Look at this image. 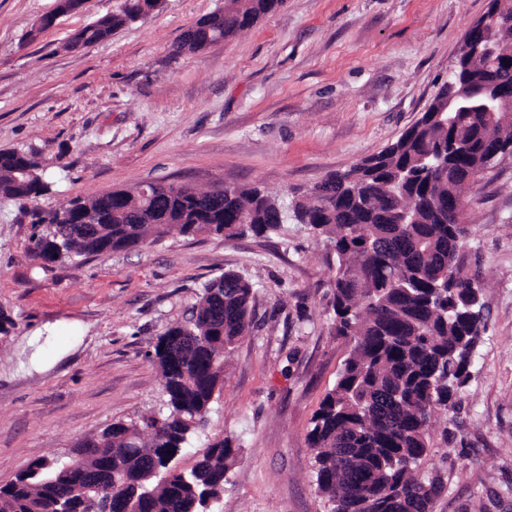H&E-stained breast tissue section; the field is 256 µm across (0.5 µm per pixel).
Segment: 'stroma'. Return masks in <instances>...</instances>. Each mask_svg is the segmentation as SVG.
Segmentation results:
<instances>
[{"instance_id": "obj_1", "label": "stroma", "mask_w": 512, "mask_h": 512, "mask_svg": "<svg viewBox=\"0 0 512 512\" xmlns=\"http://www.w3.org/2000/svg\"><path fill=\"white\" fill-rule=\"evenodd\" d=\"M120 0H89L35 41L56 0H0V149L38 151L54 212L143 181L256 186L284 200L397 140L426 110L487 0H286L223 43L179 52L224 0H163L141 22L77 50L76 29ZM465 268L486 331L471 379L430 434L419 474H441L434 512H512V157L465 198ZM35 230L0 202V486L71 455L112 422L163 400L151 356L204 283L255 285L250 333L230 351L208 422L177 457L191 468L231 438L239 459L214 512H327L307 435L350 345L330 319L333 252L303 224L266 237L186 236L48 263Z\"/></svg>"}]
</instances>
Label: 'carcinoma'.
I'll return each instance as SVG.
<instances>
[{
  "label": "carcinoma",
  "instance_id": "obj_1",
  "mask_svg": "<svg viewBox=\"0 0 512 512\" xmlns=\"http://www.w3.org/2000/svg\"><path fill=\"white\" fill-rule=\"evenodd\" d=\"M196 23L179 49L220 43L277 11L285 0H225ZM141 19L139 0L79 29L85 46ZM489 58L466 62L454 92L475 91L497 76ZM443 84L420 118L395 142L284 204L258 187L222 196L182 186L149 199L114 190L76 198L47 216L28 255L61 262L153 243L172 229L227 239L268 236L284 222L305 224L331 246L332 321L351 349L311 419L316 491L329 512H433L439 476L417 472L431 450L429 429L448 413L470 378L486 331L482 285L461 263L469 229L464 202L491 167L490 140L512 142V109L491 123L479 112L443 111ZM39 153L0 150V199L23 209L51 190ZM459 219H448V201ZM169 216L144 219L147 207ZM253 284L234 271L207 281L191 317L158 337L152 361L166 395L157 415L114 422L86 438L72 458L44 457L0 486V512H209L238 449L228 437L208 445L189 470L173 460L206 424L224 358L249 332Z\"/></svg>",
  "mask_w": 512,
  "mask_h": 512
}]
</instances>
